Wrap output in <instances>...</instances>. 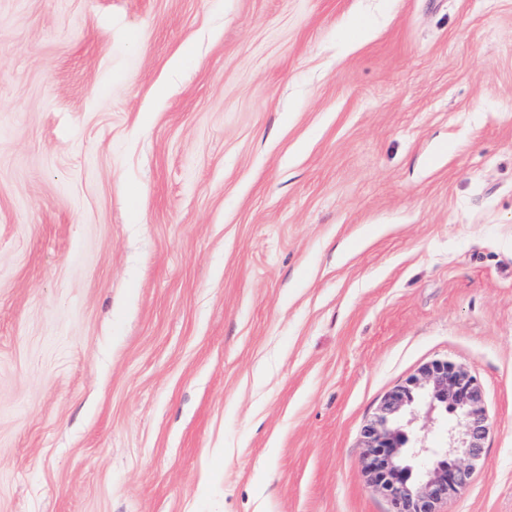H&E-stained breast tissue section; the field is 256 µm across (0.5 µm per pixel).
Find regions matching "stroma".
I'll return each instance as SVG.
<instances>
[{
  "instance_id": "1",
  "label": "stroma",
  "mask_w": 512,
  "mask_h": 512,
  "mask_svg": "<svg viewBox=\"0 0 512 512\" xmlns=\"http://www.w3.org/2000/svg\"><path fill=\"white\" fill-rule=\"evenodd\" d=\"M435 358L512 512V0H0V512H388ZM418 400L460 414L459 429L448 430L446 448H428L425 434L404 448L410 439L403 422H415ZM489 432L476 377L447 358L435 359L388 392L363 425L362 470L369 486L387 499L389 512H441L442 503L469 486Z\"/></svg>"
}]
</instances>
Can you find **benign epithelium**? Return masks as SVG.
<instances>
[{"label":"benign epithelium","instance_id":"1","mask_svg":"<svg viewBox=\"0 0 512 512\" xmlns=\"http://www.w3.org/2000/svg\"><path fill=\"white\" fill-rule=\"evenodd\" d=\"M418 400L460 414V427L448 430L446 447H427L424 435L406 447L404 425L415 422ZM489 432L476 377L448 359H435L388 392L363 425L362 470L369 486L387 499L389 512H440L442 503L469 486Z\"/></svg>","mask_w":512,"mask_h":512}]
</instances>
